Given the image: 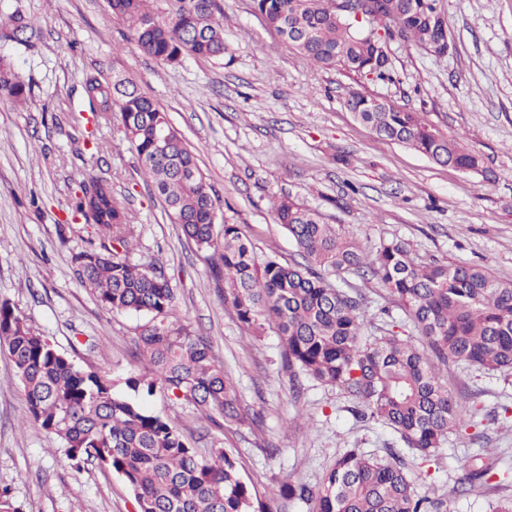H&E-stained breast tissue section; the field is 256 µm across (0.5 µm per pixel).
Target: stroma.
<instances>
[{"instance_id":"1","label":"stroma","mask_w":512,"mask_h":512,"mask_svg":"<svg viewBox=\"0 0 512 512\" xmlns=\"http://www.w3.org/2000/svg\"><path fill=\"white\" fill-rule=\"evenodd\" d=\"M225 51L219 59L163 66L143 55L106 0H0V16L34 17L33 47L0 46L30 88L26 104L0 102V301L6 300L58 349L84 368L111 371L118 392L138 373L133 313L112 314L79 281L73 256L91 238L72 223L74 193L106 180L134 216L133 260H160L179 309L206 336L234 379L253 424L222 432L194 407L147 398L146 407L176 421L201 451L223 448L259 494L299 482L316 485L347 448L377 455L399 447L390 428L356 419L338 389L302 378L293 394L273 329L254 337L224 304L209 253L197 250L141 177L119 119L94 130L103 151L78 153L82 85L87 73L132 78L168 114L193 149L221 203L217 219L240 225L258 254L296 247L270 209L291 196L325 222L347 227L368 252L379 239L409 243L419 260L487 266L512 280V0H443L453 49L431 55L392 43L393 78L371 82L317 69L284 44L254 12L252 0H221ZM419 113L443 136L462 135L492 179L441 167L378 137L345 106L349 90ZM364 298L365 336L382 335L380 309L405 316L373 275L349 276ZM433 367L470 415L431 461L407 460L416 492L447 501L451 512H494L512 498V372L484 373L455 362ZM21 388L0 353V487L23 512H135L121 477L94 465L71 469L56 437L27 421ZM494 456L503 485L462 493L460 463Z\"/></svg>"}]
</instances>
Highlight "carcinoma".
<instances>
[{"instance_id": "cac0c4a2", "label": "carcinoma", "mask_w": 512, "mask_h": 512, "mask_svg": "<svg viewBox=\"0 0 512 512\" xmlns=\"http://www.w3.org/2000/svg\"><path fill=\"white\" fill-rule=\"evenodd\" d=\"M155 2L107 0L142 54L171 67L188 57L224 56L220 0H165L166 8L157 11ZM252 2L265 23L317 67L341 68L371 81L392 79L390 58L367 28L340 11L337 0ZM368 13L385 29L400 21L402 41L430 53L449 39L442 0H415L412 6L374 0ZM10 19L26 37L0 27L1 43L29 45L39 38L30 18L15 12ZM82 90L94 122L119 114L144 181L184 237L212 252L224 278V304L242 328L253 336L267 325L276 330L291 378L303 374L350 395L362 404L360 418L392 429L409 452L427 460L466 416L429 354L485 372L512 370V281L479 265L418 262L410 245L397 238L380 240L368 254L343 225L326 223L317 210L289 196L274 202L272 211L299 259L283 261L274 252L259 257L239 225L216 227L220 199L151 96L127 77L100 73L86 76ZM26 96L25 83L0 61V101L20 103ZM345 106L382 138L439 165L488 175L481 157L459 137L436 134L416 112L354 90ZM81 192L70 219L92 223L98 244L74 255L80 282L104 310L144 315L136 328L143 370L125 379L126 386L191 405L222 431L247 424L237 386L210 342L178 315L177 295L160 261L131 258L133 217L112 196V187L94 181ZM365 272L383 283L422 343L396 331L394 323L380 337H365L362 296L345 279ZM0 349L23 390L28 422L59 439L75 471L95 464L120 475L133 493L135 512H274L284 495L313 501L315 512H448L445 500L416 493L401 455L392 449L379 456L347 448L316 486L297 483L262 501L231 453L219 448L199 454L174 423L117 394L110 373L77 365L6 300L0 302ZM494 467L490 457L477 469L462 465L464 483L471 491L483 488Z\"/></svg>"}]
</instances>
